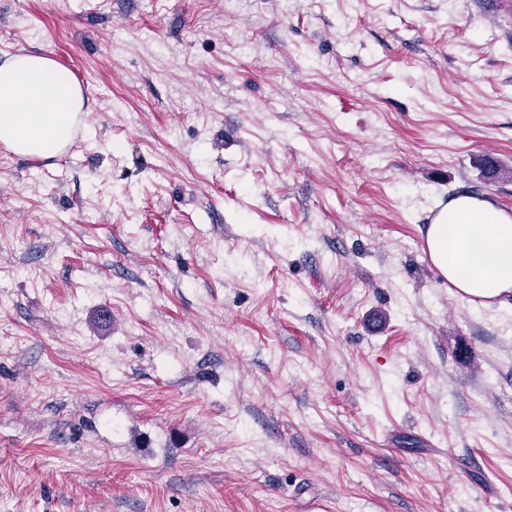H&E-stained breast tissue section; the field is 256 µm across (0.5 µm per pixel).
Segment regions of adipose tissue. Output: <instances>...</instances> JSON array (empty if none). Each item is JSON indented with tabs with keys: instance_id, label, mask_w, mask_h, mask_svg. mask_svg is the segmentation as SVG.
I'll list each match as a JSON object with an SVG mask.
<instances>
[{
	"instance_id": "adipose-tissue-1",
	"label": "adipose tissue",
	"mask_w": 512,
	"mask_h": 512,
	"mask_svg": "<svg viewBox=\"0 0 512 512\" xmlns=\"http://www.w3.org/2000/svg\"><path fill=\"white\" fill-rule=\"evenodd\" d=\"M78 84L51 57L22 52L0 63V143L38 159L60 155L85 111ZM422 250L439 278L475 309L512 293V212L468 192L436 202Z\"/></svg>"
}]
</instances>
